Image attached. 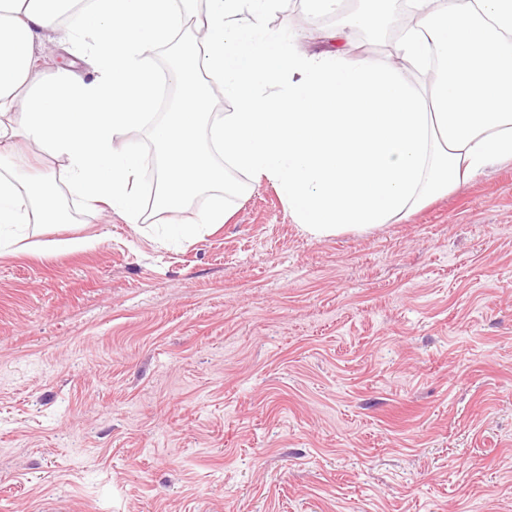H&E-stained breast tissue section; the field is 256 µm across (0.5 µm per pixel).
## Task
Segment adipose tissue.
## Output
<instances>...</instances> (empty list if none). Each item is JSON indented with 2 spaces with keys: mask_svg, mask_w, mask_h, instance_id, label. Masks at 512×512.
<instances>
[{
  "mask_svg": "<svg viewBox=\"0 0 512 512\" xmlns=\"http://www.w3.org/2000/svg\"><path fill=\"white\" fill-rule=\"evenodd\" d=\"M276 2L207 0L202 43L170 75L182 95L153 132L164 151L155 212L177 214L206 190L237 194L234 170L272 182L302 229L325 236L388 223L512 161V0H475L471 11L407 0L393 66L293 51L292 34L265 24ZM184 24L176 0H0V152L23 138L65 158L87 201L140 223L144 159L124 137L155 98L151 52ZM61 27L94 76L60 68L35 83L34 37ZM434 60L428 91L406 80ZM202 75L236 111L209 121ZM59 219L48 187L0 174V253L21 251L26 223Z\"/></svg>",
  "mask_w": 512,
  "mask_h": 512,
  "instance_id": "obj_1",
  "label": "adipose tissue"
}]
</instances>
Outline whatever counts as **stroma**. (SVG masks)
<instances>
[{
  "label": "stroma",
  "instance_id": "obj_1",
  "mask_svg": "<svg viewBox=\"0 0 512 512\" xmlns=\"http://www.w3.org/2000/svg\"><path fill=\"white\" fill-rule=\"evenodd\" d=\"M278 0L297 51L395 63ZM0 256V512H512V161L404 217L313 237L242 177L184 243L90 208ZM94 236L86 251L58 240Z\"/></svg>",
  "mask_w": 512,
  "mask_h": 512
}]
</instances>
